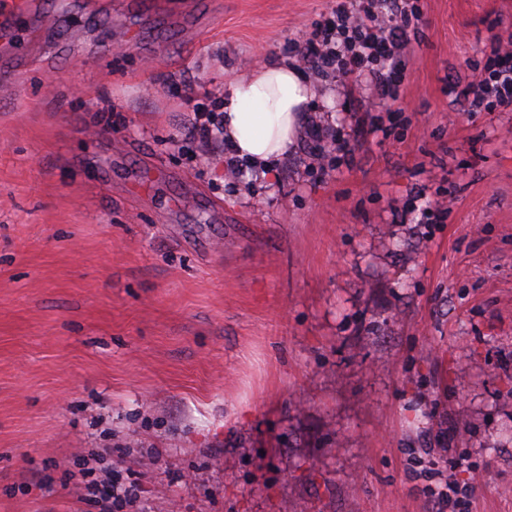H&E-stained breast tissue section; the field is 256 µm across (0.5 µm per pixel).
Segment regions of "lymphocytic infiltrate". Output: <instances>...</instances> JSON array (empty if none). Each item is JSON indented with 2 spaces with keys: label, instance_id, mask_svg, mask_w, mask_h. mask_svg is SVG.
Masks as SVG:
<instances>
[{
  "label": "lymphocytic infiltrate",
  "instance_id": "f902f5d3",
  "mask_svg": "<svg viewBox=\"0 0 512 512\" xmlns=\"http://www.w3.org/2000/svg\"><path fill=\"white\" fill-rule=\"evenodd\" d=\"M419 21L407 0H336L328 18L297 48L300 59L323 77L365 76L386 85L404 64L410 33ZM491 68L479 72L467 89L472 107L487 97L512 107V46L497 45Z\"/></svg>",
  "mask_w": 512,
  "mask_h": 512
}]
</instances>
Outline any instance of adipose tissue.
I'll list each match as a JSON object with an SVG mask.
<instances>
[{"mask_svg": "<svg viewBox=\"0 0 512 512\" xmlns=\"http://www.w3.org/2000/svg\"><path fill=\"white\" fill-rule=\"evenodd\" d=\"M317 89L295 66L264 61L224 88V141L249 167L271 172L293 150Z\"/></svg>", "mask_w": 512, "mask_h": 512, "instance_id": "adipose-tissue-1", "label": "adipose tissue"}]
</instances>
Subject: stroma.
I'll return each mask as SVG.
<instances>
[{
	"label": "stroma",
	"mask_w": 512,
	"mask_h": 512,
	"mask_svg": "<svg viewBox=\"0 0 512 512\" xmlns=\"http://www.w3.org/2000/svg\"><path fill=\"white\" fill-rule=\"evenodd\" d=\"M0 58V512H512V0H415L397 99L320 92L274 175L187 140L331 0H35ZM70 12L62 25V12ZM495 63L491 68L480 71L467 89L472 97L471 106L478 108L487 97H494L495 106L504 109L512 107V48L511 42L493 47ZM87 490L95 498L99 497L106 504L128 508L129 512H139L137 491L131 484L119 480L112 481L105 475L103 479L94 478L88 481Z\"/></svg>",
	"instance_id": "stroma-1"
}]
</instances>
